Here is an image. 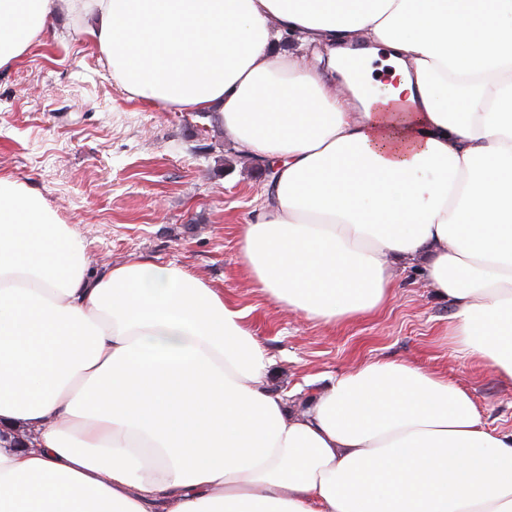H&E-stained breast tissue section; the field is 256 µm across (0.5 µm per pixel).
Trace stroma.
Returning a JSON list of instances; mask_svg holds the SVG:
<instances>
[{
    "label": "stroma",
    "instance_id": "1",
    "mask_svg": "<svg viewBox=\"0 0 512 512\" xmlns=\"http://www.w3.org/2000/svg\"><path fill=\"white\" fill-rule=\"evenodd\" d=\"M49 6L57 36L0 69V175L35 188L86 240L93 267L172 261L222 293L298 408L363 363L401 360L468 390L491 432H512V381L455 352L452 307L416 267L398 269L381 310L333 326L254 293L238 257V229L258 219L266 186L252 156L213 117L129 98L68 0Z\"/></svg>",
    "mask_w": 512,
    "mask_h": 512
}]
</instances>
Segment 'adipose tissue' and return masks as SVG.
<instances>
[{"label":"adipose tissue","mask_w":512,"mask_h":512,"mask_svg":"<svg viewBox=\"0 0 512 512\" xmlns=\"http://www.w3.org/2000/svg\"><path fill=\"white\" fill-rule=\"evenodd\" d=\"M69 2L130 97L277 159L238 241L259 294L333 325L419 265L512 380V0ZM50 28L0 0V68ZM86 252L0 177V512H512V432L465 389L377 360L297 410L222 294Z\"/></svg>","instance_id":"obj_1"}]
</instances>
